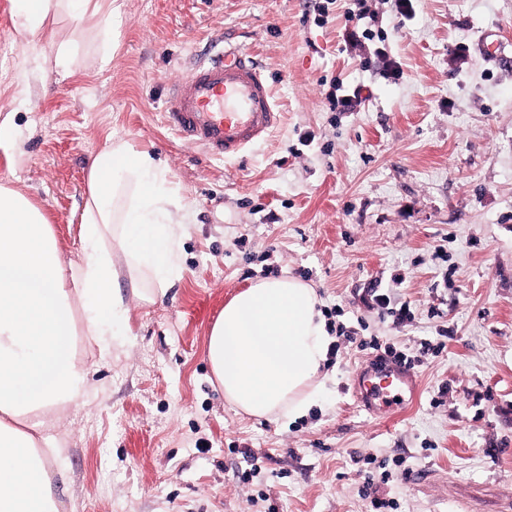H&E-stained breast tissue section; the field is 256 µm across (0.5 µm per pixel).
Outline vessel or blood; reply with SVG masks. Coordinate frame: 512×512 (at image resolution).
Returning a JSON list of instances; mask_svg holds the SVG:
<instances>
[{"instance_id": "obj_1", "label": "vessel or blood", "mask_w": 512, "mask_h": 512, "mask_svg": "<svg viewBox=\"0 0 512 512\" xmlns=\"http://www.w3.org/2000/svg\"><path fill=\"white\" fill-rule=\"evenodd\" d=\"M164 121L210 157L241 155L279 127L281 114L265 69L237 49L206 54L170 88ZM355 397L370 415L389 418L418 396L411 369L374 356L353 379Z\"/></svg>"}]
</instances>
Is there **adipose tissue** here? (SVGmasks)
Returning a JSON list of instances; mask_svg holds the SVG:
<instances>
[{"label":"adipose tissue","instance_id":"ef3b65f1","mask_svg":"<svg viewBox=\"0 0 512 512\" xmlns=\"http://www.w3.org/2000/svg\"><path fill=\"white\" fill-rule=\"evenodd\" d=\"M108 15L100 66L112 58L115 0H17L20 37L40 31L50 14ZM159 160L108 141L92 158L79 263L62 264L44 212L0 185V512H60L49 460L61 456L44 416L79 403L87 373L74 356L79 332L108 335L128 323L112 292L118 274L109 243L131 276L165 282L179 269L183 227L172 219L181 198L163 188ZM333 339L315 289L281 276L254 281L225 304L208 340L207 359L225 401L255 417L292 421L309 409L326 377Z\"/></svg>","mask_w":512,"mask_h":512}]
</instances>
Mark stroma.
<instances>
[{
  "label": "stroma",
  "mask_w": 512,
  "mask_h": 512,
  "mask_svg": "<svg viewBox=\"0 0 512 512\" xmlns=\"http://www.w3.org/2000/svg\"><path fill=\"white\" fill-rule=\"evenodd\" d=\"M108 67L93 18L49 15L19 39L0 0V184L46 214L64 261L81 253L92 157L107 139L164 163L187 204L181 269L119 336H79L84 403L53 412L65 451L51 465L62 512H500L512 502V0H413L408 16L369 0H121ZM492 34L505 56L477 44ZM70 43V70L51 66ZM237 46L267 70L281 114L272 134L212 159L168 129L172 83L207 50ZM383 50L401 71L385 74ZM367 87L332 110L335 85ZM312 284L335 349L316 405L282 425L236 413L206 360L210 330L251 280ZM387 294L389 310L364 297ZM409 307L398 323L390 309ZM374 337L414 362L419 397L375 419L352 390ZM441 344V352L427 345ZM256 471L241 482L242 450ZM386 461L368 470L365 461ZM421 470L424 481L411 482Z\"/></svg>",
  "instance_id": "stroma-1"
}]
</instances>
